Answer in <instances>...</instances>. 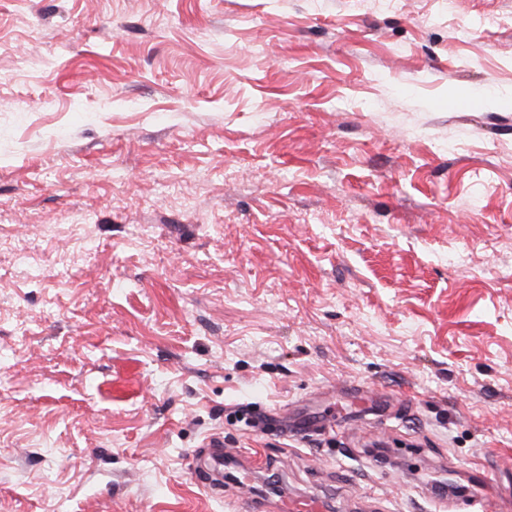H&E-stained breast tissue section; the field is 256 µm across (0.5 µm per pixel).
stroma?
<instances>
[{
  "label": "stroma",
  "mask_w": 512,
  "mask_h": 512,
  "mask_svg": "<svg viewBox=\"0 0 512 512\" xmlns=\"http://www.w3.org/2000/svg\"><path fill=\"white\" fill-rule=\"evenodd\" d=\"M476 469L512 512V0H0V512ZM224 441L221 439H215L207 443V448H211L210 451V464L206 470H200L203 475V481L208 487L218 493H224Z\"/></svg>",
  "instance_id": "obj_1"
}]
</instances>
